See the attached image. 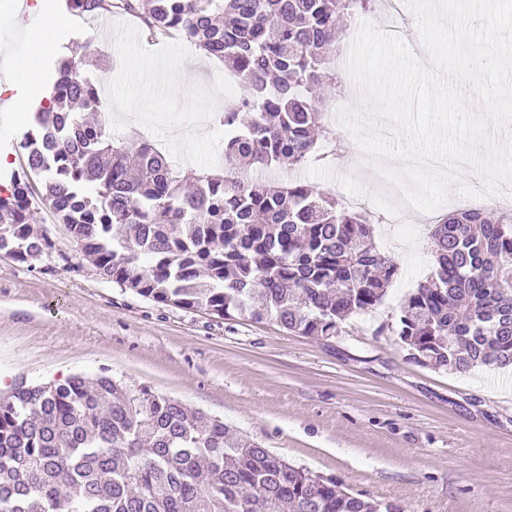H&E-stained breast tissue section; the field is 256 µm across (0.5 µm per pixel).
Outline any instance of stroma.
Here are the masks:
<instances>
[{"mask_svg":"<svg viewBox=\"0 0 512 512\" xmlns=\"http://www.w3.org/2000/svg\"><path fill=\"white\" fill-rule=\"evenodd\" d=\"M34 0H0V195L6 170H19L26 115L11 101L20 91L25 50L43 20ZM54 50L38 62L49 75L59 54L112 61L102 106L113 139L130 120L147 117L167 141L170 158L213 168L224 128L217 116L238 88L224 66H193L184 41L148 43L63 14ZM420 35L408 4L369 11L343 23L350 47L362 22ZM359 145L344 128L320 152L339 156L335 180L313 179L333 197L344 188L343 159ZM36 227L53 243L48 255L19 262L0 255V389L17 381L60 382L102 373L177 399L223 419L242 436L274 449L289 463L342 480L345 491L391 502L406 512H512V370L444 373L407 359L394 327L406 293L429 276V236L375 240L399 270L376 311L324 340L246 316L223 319L143 298L103 279L57 224L47 201H33Z\"/></svg>","mask_w":512,"mask_h":512,"instance_id":"1","label":"stroma"}]
</instances>
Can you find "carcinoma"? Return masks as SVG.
<instances>
[{
	"instance_id": "cac0c4a2",
	"label": "carcinoma",
	"mask_w": 512,
	"mask_h": 512,
	"mask_svg": "<svg viewBox=\"0 0 512 512\" xmlns=\"http://www.w3.org/2000/svg\"><path fill=\"white\" fill-rule=\"evenodd\" d=\"M373 0H66L77 17L120 13L178 34L242 79L219 117L218 172L174 166L147 141L117 143L96 110L101 81L54 64L0 196V253H49L32 198L47 200L99 275L157 303L247 315L332 338L377 308L398 272L364 209L298 180L336 137L322 93L341 17ZM436 269L400 306L413 363L443 372L512 367V212L459 207L430 234ZM0 512H404L289 464L223 421L105 373L15 385L0 398Z\"/></svg>"
}]
</instances>
